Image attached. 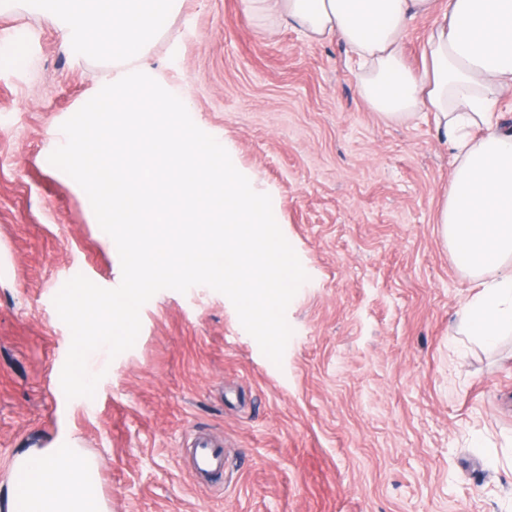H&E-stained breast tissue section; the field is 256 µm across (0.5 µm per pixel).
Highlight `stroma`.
<instances>
[{"mask_svg": "<svg viewBox=\"0 0 512 512\" xmlns=\"http://www.w3.org/2000/svg\"><path fill=\"white\" fill-rule=\"evenodd\" d=\"M0 470L72 439L108 479L106 512H512V337L458 335L475 282L436 224L453 171L431 117L361 97L347 46L307 41L242 0H180L147 44L232 162L258 173L308 275L281 364L227 296L157 292L134 346L100 356L94 398L57 377L74 274L112 289L113 239L48 157L111 62L74 57L40 9L0 6ZM217 441L220 492L186 450Z\"/></svg>", "mask_w": 512, "mask_h": 512, "instance_id": "stroma-1", "label": "stroma"}]
</instances>
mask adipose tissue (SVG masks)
Here are the masks:
<instances>
[{
    "label": "adipose tissue",
    "instance_id": "adipose-tissue-1",
    "mask_svg": "<svg viewBox=\"0 0 512 512\" xmlns=\"http://www.w3.org/2000/svg\"><path fill=\"white\" fill-rule=\"evenodd\" d=\"M242 0L247 11L279 18L310 40L336 37L358 62L361 96L382 118L423 112L457 164L437 222L459 268L478 286L461 330L495 346L512 334V127L497 110L512 92V0ZM434 15L423 67L409 68L402 39L409 22ZM40 480L26 512H104L83 470L53 449L26 455Z\"/></svg>",
    "mask_w": 512,
    "mask_h": 512
}]
</instances>
